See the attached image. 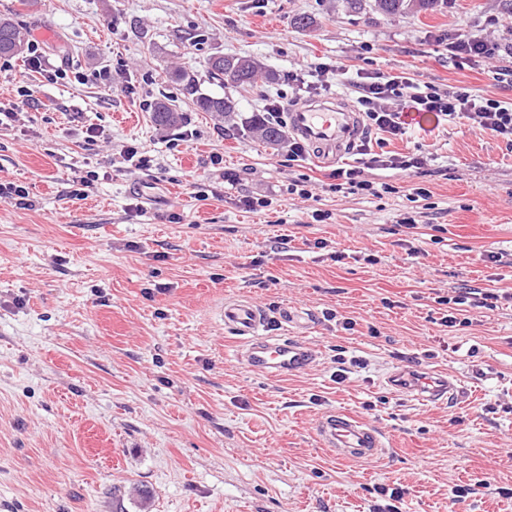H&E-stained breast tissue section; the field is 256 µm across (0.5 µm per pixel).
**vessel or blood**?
<instances>
[{"label":"vessel or blood","mask_w":512,"mask_h":512,"mask_svg":"<svg viewBox=\"0 0 512 512\" xmlns=\"http://www.w3.org/2000/svg\"><path fill=\"white\" fill-rule=\"evenodd\" d=\"M289 133L305 143L313 160L330 166L351 154L365 135L361 112L342 98L311 99L292 106L287 114ZM225 328L243 342L240 357L248 367L270 376L306 371L316 361L315 351L295 338L266 335L263 308L244 297L226 298L217 308ZM423 403H457L464 397L460 382L424 374L416 386ZM314 435L318 443L342 459L369 461L385 450L382 433L360 417L333 411L322 415Z\"/></svg>","instance_id":"obj_1"}]
</instances>
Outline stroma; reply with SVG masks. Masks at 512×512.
<instances>
[{"instance_id":"35a3bbf8","label":"stroma","mask_w":512,"mask_h":512,"mask_svg":"<svg viewBox=\"0 0 512 512\" xmlns=\"http://www.w3.org/2000/svg\"><path fill=\"white\" fill-rule=\"evenodd\" d=\"M0 14L27 28L46 65L17 121L0 126V183L30 199H0V512H368L393 483L407 490L401 512H512L498 493L512 488V302L453 332L438 303L464 287L512 293V150L390 101L408 131L386 151L432 148L422 204L396 170H366L377 194L339 189L329 167L289 162L285 145L246 127L266 97L290 104L287 73L361 69L368 56L443 89L463 81L512 98L498 77L512 70L504 0L396 17L345 0H0ZM299 14L312 27L295 28ZM477 28L500 38V57L454 68L441 37ZM214 55L262 66L235 92L232 121L195 103L225 93L207 71ZM59 68L66 79L52 78ZM145 101L169 104L177 124L156 127ZM131 146L150 171L127 161ZM302 174L307 200L288 192ZM246 196L273 205L249 212ZM316 209L331 219L312 222ZM280 236L290 243L276 254ZM228 295L256 301L270 336L289 335L284 311L309 318L298 338L315 363L286 377L248 368L215 315ZM401 369L456 376L470 394L418 404L385 383ZM336 410L383 434L379 459L319 446L314 424ZM459 485L474 492L456 502Z\"/></svg>"}]
</instances>
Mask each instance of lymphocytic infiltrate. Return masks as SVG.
Here are the masks:
<instances>
[{
    "instance_id": "1",
    "label": "lymphocytic infiltrate",
    "mask_w": 512,
    "mask_h": 512,
    "mask_svg": "<svg viewBox=\"0 0 512 512\" xmlns=\"http://www.w3.org/2000/svg\"><path fill=\"white\" fill-rule=\"evenodd\" d=\"M445 50L449 62L463 69L472 61L498 57L502 45L483 32L461 30L449 36ZM314 74L331 76L338 84L351 89L370 129L392 136L404 134L400 114L380 108L379 103L389 98H405L416 112L452 123L467 121L471 129L490 134L512 148V103L476 95L467 85H455L442 91L431 84H420L405 75L379 69H360L352 73L337 62L317 64ZM498 299V293L493 291L465 289L453 297L454 307L443 314L441 324L451 329L468 326L472 312L493 308Z\"/></svg>"
}]
</instances>
